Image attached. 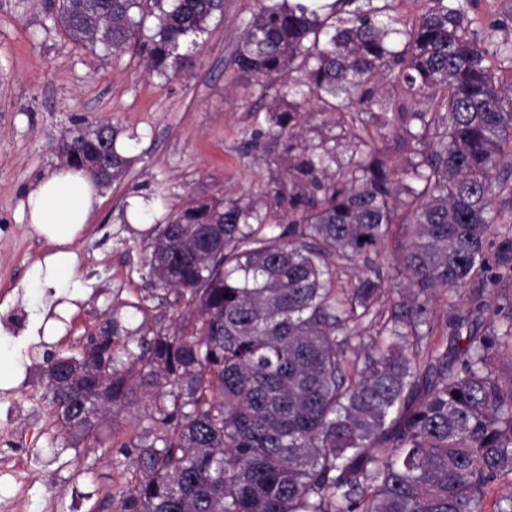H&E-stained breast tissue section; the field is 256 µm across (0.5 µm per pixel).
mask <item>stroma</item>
I'll return each instance as SVG.
<instances>
[{"label": "stroma", "instance_id": "35a3bbf8", "mask_svg": "<svg viewBox=\"0 0 512 512\" xmlns=\"http://www.w3.org/2000/svg\"><path fill=\"white\" fill-rule=\"evenodd\" d=\"M256 7V0H224L194 67L169 81L130 55L71 41L48 0H0V321H24L19 337L0 340V421L13 423L16 447L34 458L28 512L48 503L55 512H120L118 493L130 477L128 458L102 456L63 434L31 360L79 354L114 311L133 330L171 325L176 312L159 305L146 279L148 237L188 198L260 202L286 178L288 140L270 133L260 87L231 63ZM83 119L118 125L131 165L103 188L91 224L70 246L71 269L44 288L28 272L51 247L22 219L21 204L58 166L63 131ZM405 242L404 230L394 229L382 255L339 268L338 285L376 279L380 306L391 308L408 284Z\"/></svg>", "mask_w": 512, "mask_h": 512}]
</instances>
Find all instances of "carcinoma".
<instances>
[{
	"mask_svg": "<svg viewBox=\"0 0 512 512\" xmlns=\"http://www.w3.org/2000/svg\"><path fill=\"white\" fill-rule=\"evenodd\" d=\"M428 2L405 30L374 0H336L326 16L307 0H259L245 23L233 65L262 87L274 133L292 140L313 103L354 129V149L341 165L334 146L290 143L288 184L262 206L191 200L148 238L147 275L181 321L138 333L112 316L80 356L46 361L65 431L105 456L106 412L147 402L151 440L120 450L135 464L121 512H484L487 487L512 480V375L495 366L512 314L479 335L487 304L455 309L448 348L420 329L432 298L488 268L490 237L512 219V41L482 34L473 0ZM223 9L57 0L52 19L166 78L194 66ZM387 75L399 104L379 96ZM118 135L77 122L59 160L108 187L131 163ZM394 224L408 230L412 298L386 313L378 282L347 290L334 277L381 255ZM375 321V335L358 331Z\"/></svg>",
	"mask_w": 512,
	"mask_h": 512,
	"instance_id": "1",
	"label": "carcinoma"
}]
</instances>
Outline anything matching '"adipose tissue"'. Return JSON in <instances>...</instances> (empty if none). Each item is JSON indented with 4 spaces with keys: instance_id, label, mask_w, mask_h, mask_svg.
<instances>
[{
    "instance_id": "adipose-tissue-1",
    "label": "adipose tissue",
    "mask_w": 512,
    "mask_h": 512,
    "mask_svg": "<svg viewBox=\"0 0 512 512\" xmlns=\"http://www.w3.org/2000/svg\"><path fill=\"white\" fill-rule=\"evenodd\" d=\"M101 204L100 189L83 170L63 166L40 180L27 194L24 213L53 252L39 261L32 278L52 287L73 260L70 244L83 232Z\"/></svg>"
}]
</instances>
